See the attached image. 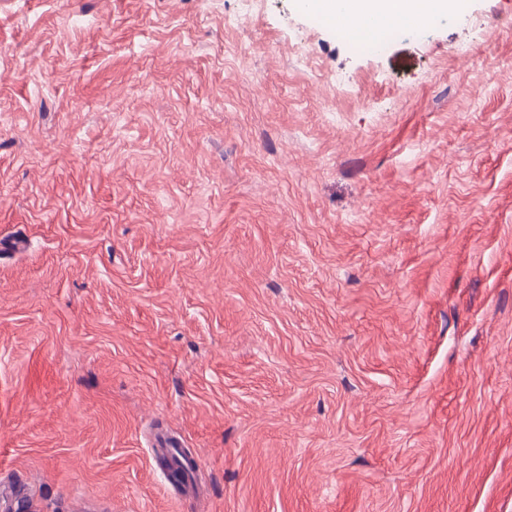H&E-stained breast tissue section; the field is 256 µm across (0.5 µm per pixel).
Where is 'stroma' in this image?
Segmentation results:
<instances>
[{"instance_id":"obj_1","label":"stroma","mask_w":512,"mask_h":512,"mask_svg":"<svg viewBox=\"0 0 512 512\" xmlns=\"http://www.w3.org/2000/svg\"><path fill=\"white\" fill-rule=\"evenodd\" d=\"M238 8L0 0V505L512 512V0ZM307 9L321 12L334 19L351 23V28H381L375 25L391 20L419 22L438 13H449L456 9V0H303ZM422 25H405L402 23H393L382 29L380 37L372 38L369 35L358 34L355 40L356 45L370 53H381L392 39L402 37H417L420 35Z\"/></svg>"}]
</instances>
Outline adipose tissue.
Masks as SVG:
<instances>
[{"label":"adipose tissue","instance_id":"1","mask_svg":"<svg viewBox=\"0 0 512 512\" xmlns=\"http://www.w3.org/2000/svg\"><path fill=\"white\" fill-rule=\"evenodd\" d=\"M307 9L350 22L353 29H371L375 24L403 20L419 22L447 13L457 7L456 0H303Z\"/></svg>","mask_w":512,"mask_h":512}]
</instances>
